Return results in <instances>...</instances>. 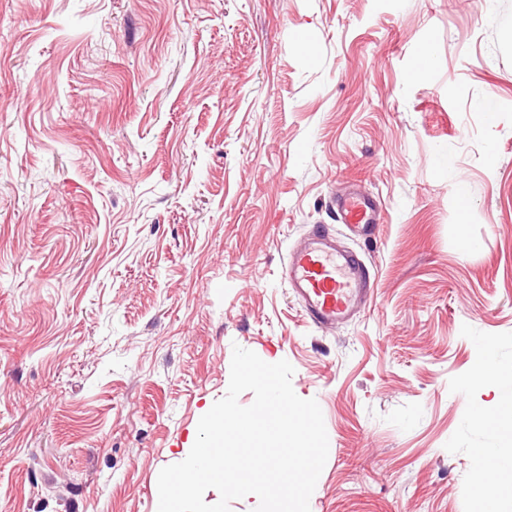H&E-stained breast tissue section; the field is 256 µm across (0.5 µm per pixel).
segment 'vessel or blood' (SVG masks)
Masks as SVG:
<instances>
[{
  "mask_svg": "<svg viewBox=\"0 0 512 512\" xmlns=\"http://www.w3.org/2000/svg\"><path fill=\"white\" fill-rule=\"evenodd\" d=\"M339 221L371 235L381 216L376 201L358 190L331 199ZM282 279L299 300L306 319L320 329H332L348 319L371 290L370 271L352 250L337 248L325 225L312 226L289 252Z\"/></svg>",
  "mask_w": 512,
  "mask_h": 512,
  "instance_id": "b4317fda",
  "label": "vessel or blood"
}]
</instances>
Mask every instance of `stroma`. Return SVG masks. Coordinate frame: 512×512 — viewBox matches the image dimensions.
Masks as SVG:
<instances>
[{
  "label": "stroma",
  "mask_w": 512,
  "mask_h": 512,
  "mask_svg": "<svg viewBox=\"0 0 512 512\" xmlns=\"http://www.w3.org/2000/svg\"><path fill=\"white\" fill-rule=\"evenodd\" d=\"M351 184L371 238L329 205ZM314 224L374 280L331 332L279 276ZM237 345L321 407L310 512H483L512 0H0V512H158ZM509 374L512 375V369L501 365L490 351H486L484 360L474 370L473 374L468 377L465 385L473 387L483 382L490 376Z\"/></svg>",
  "instance_id": "1"
}]
</instances>
